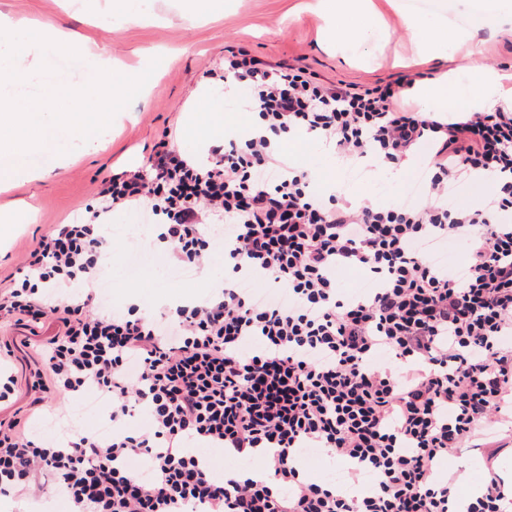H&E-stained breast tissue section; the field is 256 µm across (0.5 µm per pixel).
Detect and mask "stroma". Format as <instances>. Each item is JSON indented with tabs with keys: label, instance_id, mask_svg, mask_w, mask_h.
<instances>
[{
	"label": "stroma",
	"instance_id": "1",
	"mask_svg": "<svg viewBox=\"0 0 512 512\" xmlns=\"http://www.w3.org/2000/svg\"><path fill=\"white\" fill-rule=\"evenodd\" d=\"M307 2L221 0L217 9L192 17L184 11V0H128V8L142 14L138 23L128 24L110 16L95 17L81 9L79 0H0V13L11 17L21 30L40 33L56 28L86 37L129 72L137 71L143 57L161 60L150 78L151 90L139 93L105 132L85 143L66 135L61 143L67 153L40 158V172L33 180L0 183V209L15 206L35 215L34 223L0 230V289L19 279L42 235L55 225L79 219L84 208L97 200L103 180L142 166L165 137H173L182 153L194 156L217 132L245 136L251 124L250 113L239 106L245 86L203 83L206 69L223 66L227 49L243 47L274 64L304 66L321 81L360 87L404 76L435 79L451 68L465 75L477 59L506 74L505 85L512 88V23L480 21L472 0H448L442 9L436 8V0H373L379 37L370 53L348 58L325 39L326 23L307 9ZM406 13L440 14L449 25H471V36L456 46L450 58L416 60V43L403 24ZM283 149L292 162L310 171L313 186L322 194L339 189L345 197L382 205L399 200L410 172L423 171L428 155L424 149L415 153L410 167L399 170L397 177L379 167L363 182L347 188L343 169L315 135L293 137ZM141 216V210L134 208L108 214L109 241L123 254L124 262L105 270L99 289L124 282L128 268L146 257L157 262L165 275L172 272L165 250H145L138 241L127 239L124 225L140 223ZM54 329L50 319L34 330L0 329V345L13 347L11 369L17 380L13 400L0 405V420L26 409V388L37 369L30 345L51 336ZM464 463L470 464L475 481L485 480L489 472L512 469V446L493 458L483 448L463 449L452 464Z\"/></svg>",
	"mask_w": 512,
	"mask_h": 512
}]
</instances>
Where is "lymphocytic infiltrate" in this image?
<instances>
[{"instance_id":"lymphocytic-infiltrate-1","label":"lymphocytic infiltrate","mask_w":512,"mask_h":512,"mask_svg":"<svg viewBox=\"0 0 512 512\" xmlns=\"http://www.w3.org/2000/svg\"><path fill=\"white\" fill-rule=\"evenodd\" d=\"M207 76L249 88L247 137L200 160L161 141L147 170L105 180L97 209L44 235L23 278L0 290V324L58 321L32 407L93 392L110 427L48 445L1 420L0 495L32 498L46 474L72 512H449L456 483L441 465L512 424V109L414 112L402 102L412 78L327 83L242 48ZM300 132L352 167L400 165L426 142L436 151L416 199L356 205L310 192L281 148ZM470 179L489 196L450 204ZM130 206L151 211L176 265L202 267L223 248L222 283L157 315L101 304L105 219ZM453 243L467 247L465 273L430 255ZM341 268L365 270L367 292L344 296ZM142 412L150 429L131 430ZM211 448L259 460L267 479L218 475ZM303 448L350 469L302 478ZM367 476L368 493L349 495Z\"/></svg>"}]
</instances>
